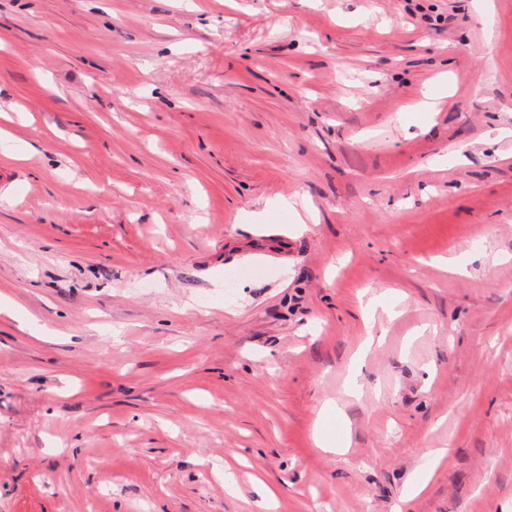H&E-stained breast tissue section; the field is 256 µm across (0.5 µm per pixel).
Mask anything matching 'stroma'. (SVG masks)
<instances>
[{"label":"stroma","mask_w":512,"mask_h":512,"mask_svg":"<svg viewBox=\"0 0 512 512\" xmlns=\"http://www.w3.org/2000/svg\"><path fill=\"white\" fill-rule=\"evenodd\" d=\"M399 504L512 512V0H0V512Z\"/></svg>","instance_id":"stroma-1"}]
</instances>
